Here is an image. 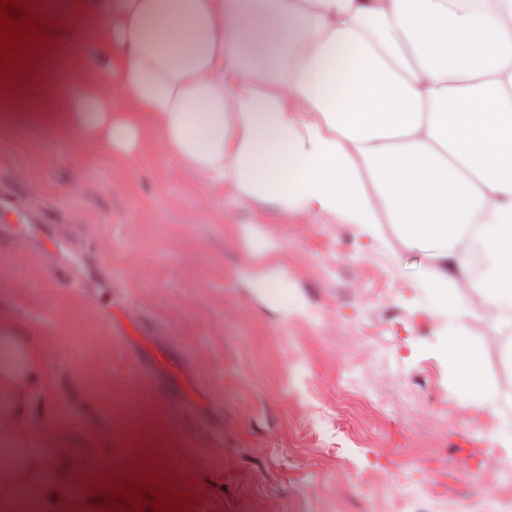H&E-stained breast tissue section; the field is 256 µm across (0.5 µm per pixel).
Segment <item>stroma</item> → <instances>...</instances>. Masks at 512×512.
I'll return each instance as SVG.
<instances>
[{
  "instance_id": "obj_1",
  "label": "stroma",
  "mask_w": 512,
  "mask_h": 512,
  "mask_svg": "<svg viewBox=\"0 0 512 512\" xmlns=\"http://www.w3.org/2000/svg\"><path fill=\"white\" fill-rule=\"evenodd\" d=\"M97 29L74 14L27 82L0 89V185L59 216L85 255L88 285L69 288L39 244L0 234V315L43 337L51 433L80 469L119 486L157 460L193 512H393L417 473L441 493L418 512H460L485 489L512 498V324H474L495 398H466L439 353L428 259L390 225L374 239L259 215L154 137L130 160L81 140L59 114ZM252 223L286 259L273 297L245 285L261 259ZM296 301L304 315L287 313ZM326 415L356 464L336 456Z\"/></svg>"
}]
</instances>
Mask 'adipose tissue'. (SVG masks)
Listing matches in <instances>:
<instances>
[{
	"label": "adipose tissue",
	"mask_w": 512,
	"mask_h": 512,
	"mask_svg": "<svg viewBox=\"0 0 512 512\" xmlns=\"http://www.w3.org/2000/svg\"><path fill=\"white\" fill-rule=\"evenodd\" d=\"M103 26L65 123L127 159L154 133L210 191L279 216L393 226L429 252L453 325L455 391L484 399L470 324L512 319V0H38L63 37L73 9ZM247 275L283 287L278 245ZM470 275L471 293L455 290ZM47 353L0 321V512H96L78 468L38 433L52 419Z\"/></svg>",
	"instance_id": "obj_1"
}]
</instances>
